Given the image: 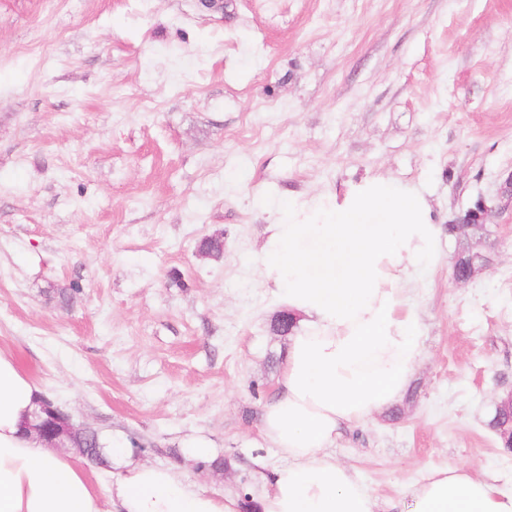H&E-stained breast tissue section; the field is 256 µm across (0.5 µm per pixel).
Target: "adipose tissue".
Here are the masks:
<instances>
[{
	"instance_id": "1",
	"label": "adipose tissue",
	"mask_w": 512,
	"mask_h": 512,
	"mask_svg": "<svg viewBox=\"0 0 512 512\" xmlns=\"http://www.w3.org/2000/svg\"><path fill=\"white\" fill-rule=\"evenodd\" d=\"M440 232L419 189L381 178L278 207L259 262L296 324L261 415L260 435L283 463L259 512H375L356 471L329 450L406 391L424 354L423 320L406 287L435 264ZM38 400L0 351V512H240L238 497L132 462L119 442L116 471L98 490L81 459L27 430ZM408 512H512V493L442 468L413 489Z\"/></svg>"
}]
</instances>
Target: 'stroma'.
I'll return each instance as SVG.
<instances>
[{
	"instance_id": "35a3bbf8",
	"label": "stroma",
	"mask_w": 512,
	"mask_h": 512,
	"mask_svg": "<svg viewBox=\"0 0 512 512\" xmlns=\"http://www.w3.org/2000/svg\"><path fill=\"white\" fill-rule=\"evenodd\" d=\"M512 0H0V350L104 446L259 497L287 346L257 256L281 200L418 187L442 238L410 298L424 356L330 454L376 501L436 468L512 490ZM224 237L215 261L202 237ZM487 264L453 278L463 248ZM205 437L211 467L187 451Z\"/></svg>"
}]
</instances>
